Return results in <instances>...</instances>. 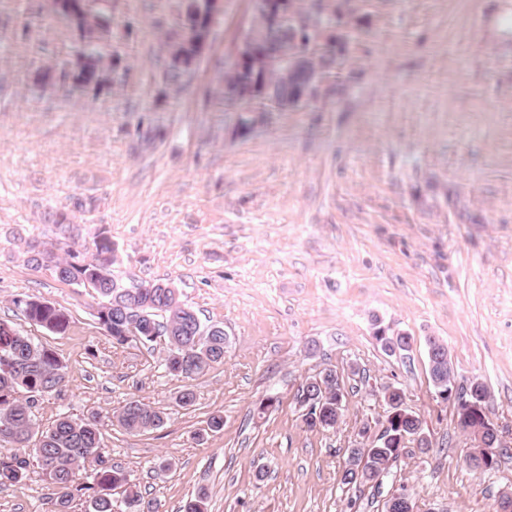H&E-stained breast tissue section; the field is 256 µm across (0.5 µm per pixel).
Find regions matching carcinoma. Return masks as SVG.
<instances>
[{
	"label": "carcinoma",
	"mask_w": 512,
	"mask_h": 512,
	"mask_svg": "<svg viewBox=\"0 0 512 512\" xmlns=\"http://www.w3.org/2000/svg\"><path fill=\"white\" fill-rule=\"evenodd\" d=\"M322 0H291L288 17L280 24L269 23L265 13H253L248 28L252 38L271 53L289 48L292 32L296 29H319L330 16L318 7ZM56 13L66 15L79 37V46L72 64L79 67V78L65 87L69 93L90 94L96 99L111 89L105 76L113 71V57L104 54L98 39L103 25L83 19L85 5L77 0H51ZM347 51V43L338 39L334 50L328 52L318 46L301 66L293 60L279 64L270 72L273 92L257 95L251 108L262 115L278 110L284 99L292 98L296 89L313 76L328 79ZM198 61L178 60L173 43L167 44V59L161 74L164 89L177 93L195 74ZM247 81V75L225 69L222 76L224 106H237V89ZM96 200L80 195L70 197L64 210L71 222L91 213ZM24 244L26 263L37 270L48 261L53 264L56 278L65 284H79L90 288L98 298V324L117 346L142 345L150 351L162 348L161 365L165 372L185 380H192L216 364L224 362V327L201 322L197 313L169 288L161 287V280H144L146 285L137 307L131 315L139 318L138 336L128 335L129 318L112 313L113 285L121 283L114 271L96 257L77 254L60 256L45 249L46 240L32 244L18 236ZM12 303L22 309L33 323L54 333H63L69 325L67 314L60 308L40 300L15 297ZM376 332L387 330V335L376 337L388 355L411 351L410 344L392 337L389 325L379 316L372 319ZM65 365L55 352L20 333L6 321L0 320V486L20 483L29 477L30 465L36 464L42 475L60 488V495L48 500L45 512H73L80 505L84 512H114V495L119 494L125 512H144L143 500L129 483L124 469L109 464L102 447L100 416L74 418L59 414L46 425L34 419L39 401L66 386ZM344 392L336 370L325 368L305 379L298 390L297 403L302 428L319 432L335 427L344 415V406L336 405L337 393ZM403 392L387 385L381 389L385 404L382 433L370 438V427L363 425L358 432L360 441L354 444L358 458L365 459L362 470L350 468L349 449H344L341 484L348 489L360 485H382L391 475V468L405 453L411 436L424 431L423 421L412 411L391 417ZM168 414L138 399H130L113 415L111 423L129 434H139L163 427ZM180 512H208V495L198 493L180 506Z\"/></svg>",
	"instance_id": "carcinoma-1"
}]
</instances>
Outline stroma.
I'll return each mask as SVG.
<instances>
[{"label": "stroma", "instance_id": "1", "mask_svg": "<svg viewBox=\"0 0 512 512\" xmlns=\"http://www.w3.org/2000/svg\"><path fill=\"white\" fill-rule=\"evenodd\" d=\"M350 5V51L330 94L237 137L216 91L249 0H224L193 79L161 108L160 35L177 31L178 0H95L126 66L95 103L29 91L31 73L72 58L76 38L47 0H0V319L67 367L63 396L40 400L38 420L99 414L110 463L163 512L202 490L208 512H381L402 484L419 512H494L512 491V0ZM143 119L165 128L163 142L138 146ZM88 188L102 204L81 220L84 235L105 229L124 283L173 281L222 325V364L188 383L164 372L160 353L113 346L89 289L18 258L14 231L55 238L41 211ZM17 296L62 309L68 329L32 324ZM375 314L413 336V351L385 354ZM430 335L447 343L458 384L489 390L509 448L490 472L467 465L470 441L435 395ZM326 367L345 387L344 417L307 432L297 389ZM187 383L196 401L181 408ZM386 385L403 390L434 448L401 457L381 487L343 491V450L362 424L379 433ZM131 397L167 412L166 424L139 435L108 425ZM269 397L275 408L258 414ZM215 413L223 430L197 441ZM52 492L31 469L0 487V512H44Z\"/></svg>", "mask_w": 512, "mask_h": 512}]
</instances>
